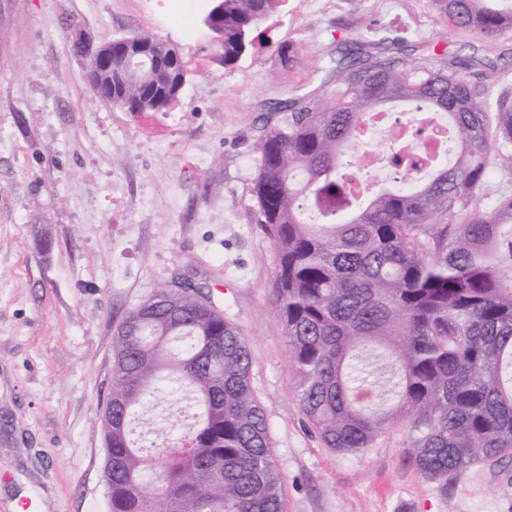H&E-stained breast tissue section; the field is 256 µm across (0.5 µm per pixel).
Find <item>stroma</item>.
<instances>
[{
	"instance_id": "1",
	"label": "stroma",
	"mask_w": 512,
	"mask_h": 512,
	"mask_svg": "<svg viewBox=\"0 0 512 512\" xmlns=\"http://www.w3.org/2000/svg\"><path fill=\"white\" fill-rule=\"evenodd\" d=\"M206 0H0V512H109L101 408L112 339L178 276L207 286L244 338L269 424L284 512H512V462L447 485L410 457L403 420L339 454L310 428L272 298L275 252L253 184L272 105L327 98L345 23L382 50H443L512 85V32L448 24L432 0H288L269 43L233 68L216 59ZM145 33L189 74L163 112L98 99L73 42Z\"/></svg>"
}]
</instances>
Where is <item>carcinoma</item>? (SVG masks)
Segmentation results:
<instances>
[{"label": "carcinoma", "mask_w": 512, "mask_h": 512, "mask_svg": "<svg viewBox=\"0 0 512 512\" xmlns=\"http://www.w3.org/2000/svg\"><path fill=\"white\" fill-rule=\"evenodd\" d=\"M286 0H223L212 19L217 53L235 66L259 26ZM458 29L512 32V0H433ZM356 38L336 51L333 101L281 102L264 132L255 178L260 223L276 254L273 296L294 364L295 394L323 444L368 448L401 419L411 458L447 485L483 461L512 457V198L481 210L499 148L512 145V90L490 99L447 53L408 61ZM151 72L114 79L113 106L165 111L182 94L179 54L147 35ZM396 103L448 115L454 161L368 202L347 191L339 166L362 119ZM318 223L302 219L303 203ZM244 339L196 294L159 289L118 326L112 343V446L105 472L112 512H284V487ZM381 385L360 402L354 381ZM163 398L197 408L181 426L158 423L159 444L133 438L139 413Z\"/></svg>", "instance_id": "obj_1"}]
</instances>
